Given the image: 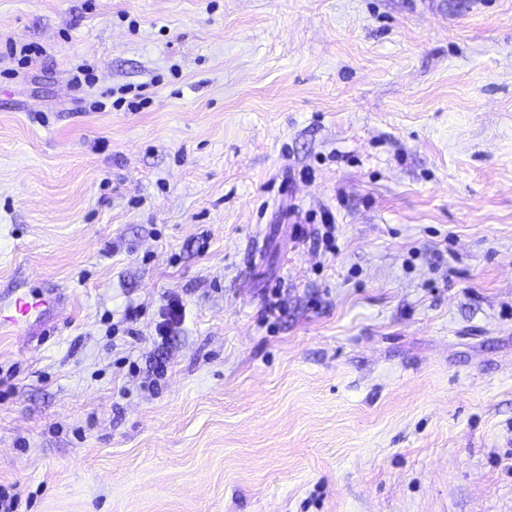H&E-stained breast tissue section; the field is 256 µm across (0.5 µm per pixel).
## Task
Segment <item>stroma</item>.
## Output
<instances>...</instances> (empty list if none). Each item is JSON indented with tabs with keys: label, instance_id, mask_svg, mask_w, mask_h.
I'll return each mask as SVG.
<instances>
[{
	"label": "stroma",
	"instance_id": "obj_1",
	"mask_svg": "<svg viewBox=\"0 0 512 512\" xmlns=\"http://www.w3.org/2000/svg\"><path fill=\"white\" fill-rule=\"evenodd\" d=\"M14 289V512H512V0H0ZM44 302L34 301L26 293L14 295L6 308L0 307V331L8 329L11 332L20 331Z\"/></svg>",
	"mask_w": 512,
	"mask_h": 512
}]
</instances>
